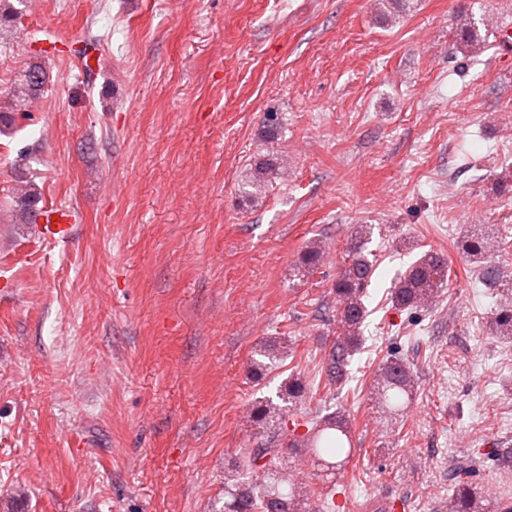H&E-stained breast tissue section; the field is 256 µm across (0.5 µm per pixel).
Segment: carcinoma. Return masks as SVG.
Segmentation results:
<instances>
[{
	"label": "carcinoma",
	"mask_w": 512,
	"mask_h": 512,
	"mask_svg": "<svg viewBox=\"0 0 512 512\" xmlns=\"http://www.w3.org/2000/svg\"><path fill=\"white\" fill-rule=\"evenodd\" d=\"M47 72L39 62L27 66L15 90L12 105L0 109V124H16L29 117L28 106L44 92ZM280 124L277 114H263L261 137L267 140L278 136ZM279 169L273 157L256 161L248 186L260 189ZM39 204V195L31 189H22L18 206L24 223ZM363 228L356 227L350 235V263L336 277L334 292L339 302L336 337L329 351L325 368V385L332 387L348 378V367L352 357L362 346V325L367 317L363 302L365 283L371 279L374 268L364 253ZM461 246L466 261L475 265L482 283L491 290L501 287L512 293V275L491 261L498 250L499 241L487 233L467 232L462 235ZM448 260L437 251L428 250L412 262L391 290L392 302L403 309L426 308L438 292L448 283ZM489 335L503 342L512 343V302L501 303L489 317ZM292 354L290 345L269 342L254 351L250 362V374L260 379ZM373 389L378 403L389 412L404 415L412 402L416 380L407 358L390 354L373 369ZM309 384L298 375L288 377L275 396H264L252 407L251 417L255 421L268 423L271 435L261 447L245 449L235 460L236 474L225 478L224 512H310L309 501L317 497L322 502L323 512L335 508L332 488H316L301 480L292 467L280 462V445L288 449H307L314 454L318 465L344 472L354 456L348 420L340 412L316 411L304 422L303 437L290 435L292 429L285 428L283 415L285 405L308 393ZM494 467L501 476L512 475V448H501L492 455ZM450 512H512V491L499 486L496 491L480 490L464 478L452 484L449 496Z\"/></svg>",
	"instance_id": "1"
}]
</instances>
